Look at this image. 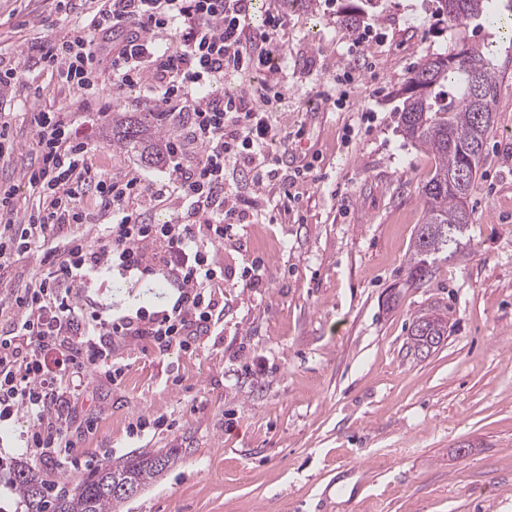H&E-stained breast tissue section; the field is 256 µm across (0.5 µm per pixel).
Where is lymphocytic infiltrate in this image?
I'll list each match as a JSON object with an SVG mask.
<instances>
[{
	"mask_svg": "<svg viewBox=\"0 0 512 512\" xmlns=\"http://www.w3.org/2000/svg\"><path fill=\"white\" fill-rule=\"evenodd\" d=\"M55 8L75 21L35 46L38 67L88 106L105 79L116 94L143 88L178 131L168 161L182 214L150 223L140 206L150 189L139 174L94 167L92 146L69 113H29L34 158L21 176L40 202L17 222L15 191L0 188V280L32 255L41 272L14 295V315L0 326V422L26 412L27 445L47 456L63 444L85 373L118 375L112 342L148 336L164 348L182 346L218 322L224 304L214 287L224 267L211 249L258 205L226 188L224 175L245 169L259 191L276 180L269 114L286 89L274 44L287 20L269 9L261 25L247 28L253 0H56ZM255 73L261 82L252 81ZM229 75L240 84L214 94ZM92 223L95 235L83 233ZM163 266L178 292L167 308L106 318L70 302L74 289L106 272L149 275Z\"/></svg>",
	"mask_w": 512,
	"mask_h": 512,
	"instance_id": "1",
	"label": "lymphocytic infiltrate"
}]
</instances>
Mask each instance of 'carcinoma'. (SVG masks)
Returning <instances> with one entry per match:
<instances>
[{
	"label": "carcinoma",
	"mask_w": 512,
	"mask_h": 512,
	"mask_svg": "<svg viewBox=\"0 0 512 512\" xmlns=\"http://www.w3.org/2000/svg\"><path fill=\"white\" fill-rule=\"evenodd\" d=\"M438 0L436 10L460 23L482 14L494 22L489 0H458L459 10ZM481 91L484 108L495 112L499 85L490 61L473 47H462L450 55L428 58L399 90L403 108L399 121L407 138L433 154L436 166L422 190L423 221L419 225L408 258L409 281L421 285L435 275L441 257L457 253L463 244L473 194L495 120L482 121L474 94ZM112 143L139 147L149 164L166 160L168 142L158 124L127 116L112 123ZM448 338V314L430 307L412 321L410 340L419 354H430ZM176 458L169 452L133 455L116 465L100 468L73 490L51 493L44 480L27 465L8 467L9 488L20 512H112L130 500L114 491L130 483L141 491L171 468Z\"/></svg>",
	"instance_id": "cac0c4a2"
}]
</instances>
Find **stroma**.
<instances>
[{
    "mask_svg": "<svg viewBox=\"0 0 512 512\" xmlns=\"http://www.w3.org/2000/svg\"><path fill=\"white\" fill-rule=\"evenodd\" d=\"M492 4L499 22L454 24L436 0H276L288 89L269 116V151L313 167L291 185L295 203L265 193V217L214 248L224 314L206 336L187 349L121 342L120 376L84 377L70 449L27 452L21 415L0 428V465L21 460L72 489L101 465L178 453L116 512H512V0ZM68 27L53 0H0V64L18 72L0 93L14 138L0 183L33 152L28 111L46 107L77 112L95 166L168 184V164L109 140L114 118L150 112L141 89L116 98L104 85L105 112H82L35 68L31 44ZM465 45L491 58L500 85L470 240L408 288L435 160L402 135L396 92L425 59ZM253 265L264 287H253ZM173 296L164 271L115 270L73 302L117 316ZM431 305L447 307L451 332L420 358L409 327ZM159 418L164 427L132 434Z\"/></svg>",
    "mask_w": 512,
    "mask_h": 512,
    "instance_id": "35a3bbf8",
    "label": "stroma"
}]
</instances>
